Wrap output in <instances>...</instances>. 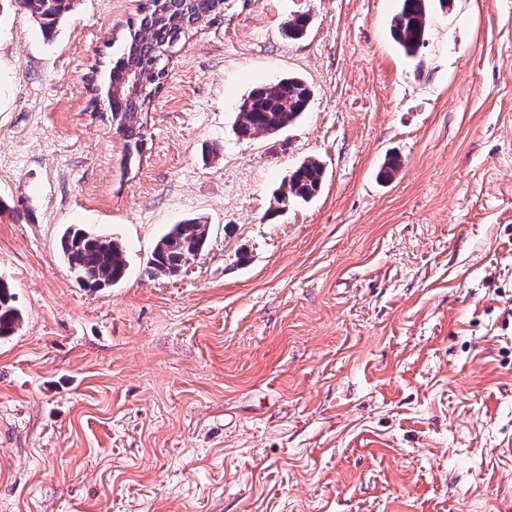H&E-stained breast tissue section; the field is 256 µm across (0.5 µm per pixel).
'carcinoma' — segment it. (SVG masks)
<instances>
[{"label": "carcinoma", "mask_w": 512, "mask_h": 512, "mask_svg": "<svg viewBox=\"0 0 512 512\" xmlns=\"http://www.w3.org/2000/svg\"><path fill=\"white\" fill-rule=\"evenodd\" d=\"M76 0H23L30 15L40 21L47 32L73 10ZM390 35L403 52L416 60L417 74H422L424 62L418 52L424 45L433 4L448 7L449 0H398ZM140 18L132 22L118 54L95 69L103 71L112 88L111 114L117 118L116 132L125 141L127 161L140 156L147 142L148 130L136 121V114L147 110L151 103L152 87L139 89L128 80L129 72L140 71L147 78L163 69L162 51L175 47L191 36L194 24L214 15L213 0H187L184 4L157 7L145 0ZM310 15L306 11L292 15L286 24L288 38L305 36ZM148 29L151 36H137ZM313 96L312 87L302 77L288 74L251 90L237 112L236 131L242 138L260 133L280 132L294 124L307 111ZM324 178L323 164L309 158L297 166L288 177L287 190L277 201L308 202L312 200ZM209 227L197 219L173 225L162 236L148 260L150 271L167 277L175 275L191 254L206 244ZM59 250L81 284L87 288H109L122 281L127 271V259L122 246L111 237L86 232L72 225L61 236ZM21 322V312L14 304L12 285L0 280V337L14 334Z\"/></svg>", "instance_id": "1"}]
</instances>
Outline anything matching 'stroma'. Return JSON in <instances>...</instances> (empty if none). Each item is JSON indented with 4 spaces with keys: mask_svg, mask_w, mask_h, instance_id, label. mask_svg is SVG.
Listing matches in <instances>:
<instances>
[{
    "mask_svg": "<svg viewBox=\"0 0 512 512\" xmlns=\"http://www.w3.org/2000/svg\"><path fill=\"white\" fill-rule=\"evenodd\" d=\"M142 2L77 0L48 38L0 0V275L22 315L0 339V512H512V0L434 11L422 76L397 0H224L165 58L128 165L87 87ZM288 73L308 111L238 138L245 95ZM308 157L319 194L281 207ZM190 218L203 251L150 274ZM72 224L119 242L123 281L79 284ZM208 224H202L198 219H188L181 224L173 225L162 236L152 251L148 260L150 271L167 277H174L178 268L186 261L188 269L203 249L208 238Z\"/></svg>",
    "mask_w": 512,
    "mask_h": 512,
    "instance_id": "1",
    "label": "stroma"
}]
</instances>
